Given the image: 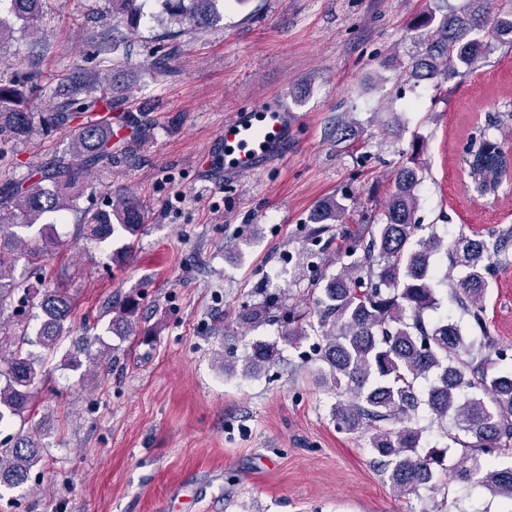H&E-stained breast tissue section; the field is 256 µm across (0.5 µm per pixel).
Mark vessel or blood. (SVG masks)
Here are the masks:
<instances>
[{
  "label": "vessel or blood",
  "mask_w": 512,
  "mask_h": 512,
  "mask_svg": "<svg viewBox=\"0 0 512 512\" xmlns=\"http://www.w3.org/2000/svg\"><path fill=\"white\" fill-rule=\"evenodd\" d=\"M297 116L283 103L267 102L248 112L236 113L224 124L217 146L224 153L228 176L256 172L288 145Z\"/></svg>",
  "instance_id": "obj_1"
}]
</instances>
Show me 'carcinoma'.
I'll return each mask as SVG.
<instances>
[{
  "instance_id": "carcinoma-1",
  "label": "carcinoma",
  "mask_w": 512,
  "mask_h": 512,
  "mask_svg": "<svg viewBox=\"0 0 512 512\" xmlns=\"http://www.w3.org/2000/svg\"><path fill=\"white\" fill-rule=\"evenodd\" d=\"M4 12L23 21L31 33L43 32L44 0H4ZM171 25L189 21L208 26L218 19L223 0H159ZM468 8L436 19L429 14L415 28L428 30L420 53L411 63L393 60L389 68L414 81L436 84L461 75L486 58L489 44L478 33L487 32L512 46V9L500 0H465ZM109 17L129 31L145 16V0H105ZM43 75L34 70L16 83L0 79V143L23 142L37 130L67 128L72 132L70 152L54 156L21 181L0 186V488L25 484L40 464L41 448L21 434H3L16 418L29 413L35 395L46 381V362L30 347L52 352L70 332L73 297L62 288L35 289L24 276H15L18 249L29 260L38 251L57 245L50 217L63 219L73 210L79 191L90 185L104 163L127 158L146 133L137 117L120 116L129 138L114 140L112 112L117 103L107 89L66 94L47 112L33 111L34 97L43 90ZM493 125H476L468 136L466 169L483 194H496L507 178L508 161ZM419 170L406 162L395 174V187L386 201L383 222L370 224L349 238L335 273L316 275L320 295L313 311L287 303L277 288L259 302H244L233 323L251 330L266 322L284 324L282 337L305 334L302 323L316 329L312 350L318 379L333 395L330 416L336 427L350 434L368 433L373 465L386 476L397 497L420 496L432 490L443 469L446 452L427 447L420 408L431 421L453 424L446 432L447 448L458 450L450 466L454 479L487 489L512 512V370L489 373L491 356L505 361L506 350L488 335L485 300L491 269L512 261V228L495 230L488 238L463 233L447 241L433 232L417 237L416 188ZM144 205L121 195L105 208L80 211L86 238L97 243L116 239L123 245L112 251V262L122 264L135 248L143 228ZM344 205L326 200L309 218L312 238H321L329 225L342 223ZM462 270L453 278L441 270L438 259ZM448 288L468 327L443 316L429 320L426 313L439 304V287ZM143 298L130 294L95 318L92 329L129 336L138 327ZM9 315H4L6 308ZM38 311L41 322L30 331L29 316ZM317 322L310 321L311 316ZM82 352L102 366L112 360V346L101 335L84 336ZM278 345L262 340L245 355L247 369L279 359Z\"/></svg>"
}]
</instances>
